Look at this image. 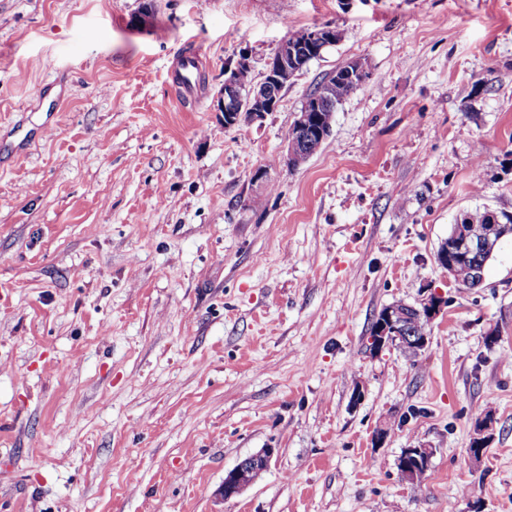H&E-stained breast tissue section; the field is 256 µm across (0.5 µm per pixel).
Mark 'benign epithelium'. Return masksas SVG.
Listing matches in <instances>:
<instances>
[{
  "label": "benign epithelium",
  "instance_id": "1",
  "mask_svg": "<svg viewBox=\"0 0 512 512\" xmlns=\"http://www.w3.org/2000/svg\"><path fill=\"white\" fill-rule=\"evenodd\" d=\"M332 32V27L322 26L312 34L306 45L297 46L287 39L283 40L273 59L268 63L263 81L257 87L247 91L243 90L238 83L239 72L249 69L246 59H241L236 68L225 71L224 85L216 95L217 111L224 114V126L236 125L243 110L248 112L251 120L275 111L283 88L303 70L310 59L321 55L322 50L328 46V41L332 38ZM332 75L362 83L368 79L369 72L361 63L351 61L339 70L333 71ZM321 107L319 96L313 95L306 98L302 109L295 116L297 129L310 128L317 134L324 135V131L318 128ZM504 236V225L500 224L497 212L487 211V223L483 225L467 223V216L464 215L455 224L453 241L437 254V261L440 266L448 270V275L451 277L455 276L457 260L468 262L471 265L473 282L479 285L484 278L488 256L491 255L489 251L491 242L497 237L501 239ZM404 317V311L395 306L387 307L383 312V322L375 330V336L371 338L374 347L381 349L400 342L416 351L423 349L427 344L426 337L400 335V325ZM490 440L491 434L487 422L479 423L471 439L470 456L475 460L480 459ZM407 453L416 455L417 464L404 463L400 475L402 480L414 484L424 479L434 455V449L410 448ZM270 454L271 450L266 449L244 459L229 471L224 476V485L221 488L224 499L234 498L249 487L266 469Z\"/></svg>",
  "mask_w": 512,
  "mask_h": 512
}]
</instances>
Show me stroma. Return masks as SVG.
Listing matches in <instances>:
<instances>
[{
  "label": "stroma",
  "instance_id": "stroma-1",
  "mask_svg": "<svg viewBox=\"0 0 512 512\" xmlns=\"http://www.w3.org/2000/svg\"><path fill=\"white\" fill-rule=\"evenodd\" d=\"M326 23L278 109L225 127V70L260 83ZM486 208L512 214V0H0V512H512V238L479 288L436 260ZM433 295L418 356L371 349L384 307ZM332 75L335 77H331L329 80H326L327 77L321 81L314 90L310 93L312 94H320L322 97H326L331 102V108H328L326 111H322V115H329L332 112V121L326 123L323 119L321 124V128L326 131L327 129L331 130L334 112L336 107L342 104L344 101L349 99L354 91L358 88L360 83H363L369 77L368 71L364 68V66L357 61H351L339 70H335L332 72ZM340 76L343 79L350 80H342L336 79V76ZM359 80L355 81V80ZM355 82H353V81ZM322 107L321 100L318 95H313L307 97L303 103L302 109L296 113L294 122L296 123L297 130H306L311 128L317 134L320 135L321 139L324 137V131H322L319 127H316L320 122V108ZM330 112V113H326ZM293 122V124H294ZM292 126L288 130V140H293L298 143L299 149L302 152H307L308 157L316 152V150L323 143L325 138L321 141L316 134H313L314 137H309L302 134L296 133V128ZM317 146V147H316ZM316 147V148H315ZM315 148V150H313ZM313 150V151H311ZM311 151V152H309ZM407 453V455H418V457H416L417 464L414 465L408 462H404L400 471V475L402 480L405 482L414 484L424 479L428 471L431 459L434 455V450L433 448L427 447L408 448ZM421 459H423L424 464H422ZM271 450L266 449L240 462L224 477L221 495L231 499L240 495L266 469Z\"/></svg>",
  "mask_w": 512,
  "mask_h": 512
}]
</instances>
